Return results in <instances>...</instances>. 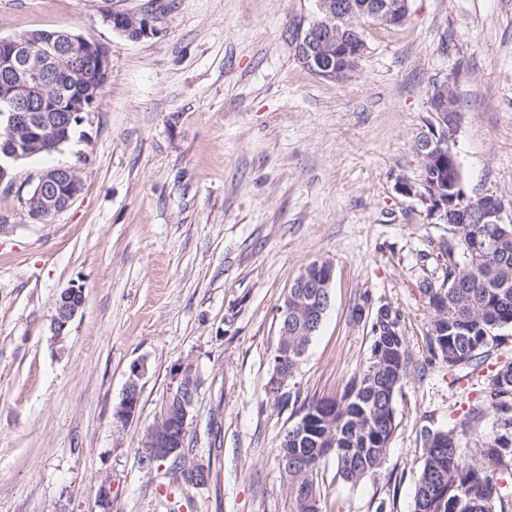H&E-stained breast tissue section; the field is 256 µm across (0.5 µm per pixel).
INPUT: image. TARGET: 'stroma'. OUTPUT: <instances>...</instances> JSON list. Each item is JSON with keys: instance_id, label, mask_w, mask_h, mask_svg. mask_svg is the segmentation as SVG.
<instances>
[{"instance_id": "stroma-1", "label": "stroma", "mask_w": 512, "mask_h": 512, "mask_svg": "<svg viewBox=\"0 0 512 512\" xmlns=\"http://www.w3.org/2000/svg\"><path fill=\"white\" fill-rule=\"evenodd\" d=\"M314 0H0V38L66 31L109 51L94 108L60 152L0 186V512H292L276 450L296 411L341 393L371 346L370 316L400 317L411 367L383 467L355 484L320 465L323 512H413L424 428L459 425L487 385L431 360L421 292L452 241L417 197L413 141L437 120L433 84L460 97L448 131L466 196L512 215V0H408L371 23L344 81L296 59ZM147 18L130 40L110 14ZM76 168L82 190L23 218L31 179ZM330 260V306L286 403L266 392L278 309L301 269ZM84 292L55 335V299ZM363 308L364 318L354 316ZM141 402L116 424L130 364ZM199 387L190 432L211 477L194 486L143 459L181 363ZM109 502L97 500L101 483Z\"/></svg>"}]
</instances>
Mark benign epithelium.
<instances>
[{"label": "benign epithelium", "instance_id": "7a95c632", "mask_svg": "<svg viewBox=\"0 0 512 512\" xmlns=\"http://www.w3.org/2000/svg\"><path fill=\"white\" fill-rule=\"evenodd\" d=\"M377 21L387 25H400L408 14L407 0H380L372 5ZM358 16L356 6L345 0H315V14L308 24L295 27L294 38L299 62L310 68L315 75L326 80H343L349 76L346 60L359 57L367 50L362 37L354 36ZM112 29L130 40H139L151 33L148 21L134 15H126L124 21L112 22ZM69 61L68 69L74 79H84L85 64H90L95 82H85V92L71 96L60 89L58 62ZM109 53L99 44L78 35L30 33L22 37L0 38V100L10 106V111L0 114L11 134L0 142V185L14 181V166L18 162L41 151L56 152L71 141L70 127L83 123V114L94 107L105 78ZM457 93L445 83L432 85L429 105L435 112L441 133L433 131L421 134L414 141V149L421 159L442 155L456 161L448 140V128L459 112ZM51 115L54 123H44L45 115ZM81 178L72 167H53L44 170L37 179L32 197L25 200V220L39 223L66 210L79 195ZM428 205L430 215L438 223H448L450 212H455L458 224H504L512 218H504L505 205L493 197L481 201L473 211L455 205V199L447 195V189L438 184L427 186L419 194ZM333 265L326 260H315L306 265L296 278L297 288L291 302L280 308L283 328L280 346L275 349L277 364L288 357V316L302 315L320 318L328 309L320 301L318 289L331 288ZM84 306L82 289L70 287L56 298L53 327L57 336L63 335L70 322ZM146 370L138 360L129 366L127 380L119 402L113 411L117 424L132 420L140 405V380ZM198 388L195 366L185 363L177 371L175 389L178 392L195 391ZM194 400H181L171 408H163L156 426L147 433L143 443L144 454L149 458H168L180 451V436L189 428ZM208 472V464L194 461L185 468L183 478L191 484H203L200 475Z\"/></svg>", "mask_w": 512, "mask_h": 512}]
</instances>
